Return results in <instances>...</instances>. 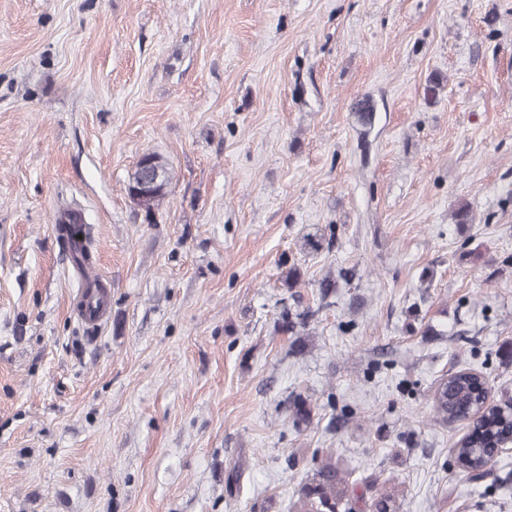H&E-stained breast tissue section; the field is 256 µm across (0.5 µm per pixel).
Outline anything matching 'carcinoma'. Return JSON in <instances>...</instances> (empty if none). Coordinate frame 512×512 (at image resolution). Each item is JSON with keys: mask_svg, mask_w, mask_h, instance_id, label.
I'll return each instance as SVG.
<instances>
[{"mask_svg": "<svg viewBox=\"0 0 512 512\" xmlns=\"http://www.w3.org/2000/svg\"><path fill=\"white\" fill-rule=\"evenodd\" d=\"M170 181V170L160 156L145 153L129 177L128 194L133 199L134 191L139 189L147 196L139 208L149 217L163 199ZM58 231L70 251L74 266L81 273H86L91 268L92 251L82 214L72 210L64 212L58 220ZM308 316L307 312L283 310L281 331L301 342L299 336ZM484 381L483 375L469 369L450 373L440 382L439 398L433 402L438 417L446 421L468 422V432L450 452L456 465L473 479H482L488 474L490 459L487 448L512 435V402L485 406ZM286 411L297 428L310 424L313 418V407L299 395L286 401ZM349 479V473L339 468L333 458H327L313 478L297 491L294 512H353V507L346 501Z\"/></svg>", "mask_w": 512, "mask_h": 512, "instance_id": "1", "label": "carcinoma"}]
</instances>
